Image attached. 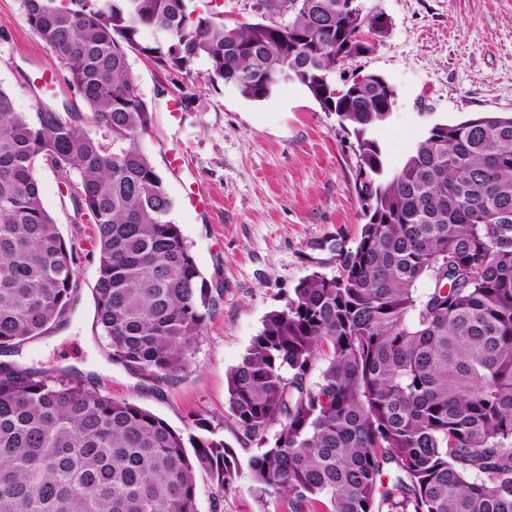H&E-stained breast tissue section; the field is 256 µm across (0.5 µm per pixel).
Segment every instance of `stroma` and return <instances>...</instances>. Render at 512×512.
Returning a JSON list of instances; mask_svg holds the SVG:
<instances>
[{
	"instance_id": "stroma-1",
	"label": "stroma",
	"mask_w": 512,
	"mask_h": 512,
	"mask_svg": "<svg viewBox=\"0 0 512 512\" xmlns=\"http://www.w3.org/2000/svg\"><path fill=\"white\" fill-rule=\"evenodd\" d=\"M229 24L278 22L261 0H196ZM392 21L374 51L340 69L350 80L385 77L396 90L391 121L377 131L391 166H399L426 123H458L494 113L512 115V0H365ZM155 120L140 147L154 162L172 200L196 264L219 305L200 337L184 377L161 391L112 364L94 332L92 288L98 257L87 225L74 223L55 173L38 171L42 199L77 253V292L64 325L25 343L12 357L50 375L77 374L88 387L137 403L182 430L208 419L234 444L242 463L237 488L221 512H285L264 502L225 412L226 374L238 364L264 317L284 305L306 275L337 273L330 240L355 242L364 222L355 191L354 138L306 88L282 85L269 99L250 101L233 87L211 83L197 61L194 78L140 55L130 58ZM51 50L30 28L20 0H0V88L16 111L33 113L30 80L57 74ZM190 98L189 110L169 106Z\"/></svg>"
}]
</instances>
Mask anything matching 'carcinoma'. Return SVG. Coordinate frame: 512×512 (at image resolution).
Wrapping results in <instances>:
<instances>
[{"mask_svg": "<svg viewBox=\"0 0 512 512\" xmlns=\"http://www.w3.org/2000/svg\"><path fill=\"white\" fill-rule=\"evenodd\" d=\"M20 2L89 116L17 112L0 88V356L73 304L47 166L74 223L92 225L110 360L151 390L181 379L217 300L140 147L154 113L130 55L188 77L204 57L210 81L254 101L296 81L352 130L366 223L336 243L338 275L301 279L227 374L258 496L288 512H512V116L432 123L392 170L375 137L391 83H324L389 35L363 0H286L287 23L236 25L195 0ZM193 426L1 361L0 512H197L200 474L216 510L239 460L207 419Z\"/></svg>", "mask_w": 512, "mask_h": 512, "instance_id": "1", "label": "carcinoma"}]
</instances>
